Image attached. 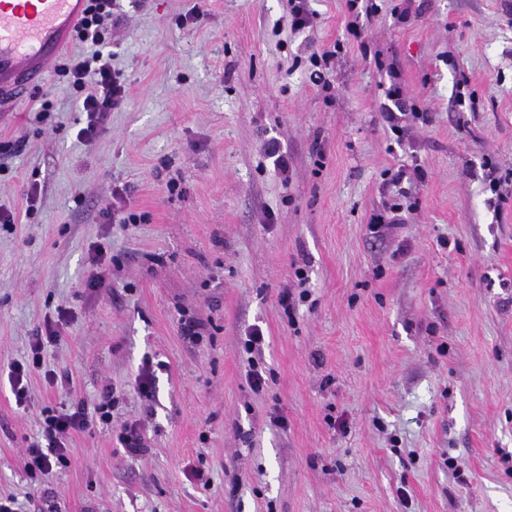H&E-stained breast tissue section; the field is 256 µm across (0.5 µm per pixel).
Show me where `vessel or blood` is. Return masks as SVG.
<instances>
[{"label": "vessel or blood", "mask_w": 512, "mask_h": 512, "mask_svg": "<svg viewBox=\"0 0 512 512\" xmlns=\"http://www.w3.org/2000/svg\"><path fill=\"white\" fill-rule=\"evenodd\" d=\"M84 0H0V105L40 87Z\"/></svg>", "instance_id": "vessel-or-blood-1"}]
</instances>
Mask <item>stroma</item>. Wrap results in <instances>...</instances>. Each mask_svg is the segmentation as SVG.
Returning a JSON list of instances; mask_svg holds the SVG:
<instances>
[{"label": "stroma", "instance_id": "1", "mask_svg": "<svg viewBox=\"0 0 512 512\" xmlns=\"http://www.w3.org/2000/svg\"><path fill=\"white\" fill-rule=\"evenodd\" d=\"M372 2L306 0L297 30L288 0H115L126 103L92 142L58 70L0 107V497L16 512H512V0ZM117 192L137 223H106ZM393 203L404 224L373 226ZM60 307L73 318L44 360L72 383L32 372L17 406L10 367ZM108 388L111 422L72 434L34 485L42 410ZM126 423L145 453L123 448ZM91 273L85 282V288L98 290L108 288L109 266L106 262V248L102 243H94L91 248Z\"/></svg>", "mask_w": 512, "mask_h": 512}]
</instances>
